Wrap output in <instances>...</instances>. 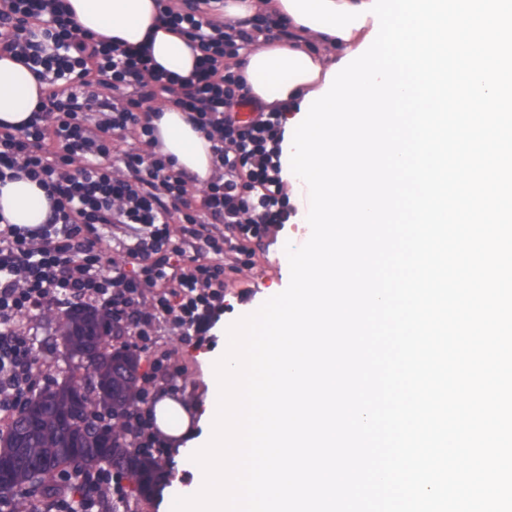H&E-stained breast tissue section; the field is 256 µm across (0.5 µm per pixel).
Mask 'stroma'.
I'll return each mask as SVG.
<instances>
[{
  "label": "stroma",
  "mask_w": 512,
  "mask_h": 512,
  "mask_svg": "<svg viewBox=\"0 0 512 512\" xmlns=\"http://www.w3.org/2000/svg\"><path fill=\"white\" fill-rule=\"evenodd\" d=\"M311 229L306 224H287L280 231L273 246L266 250L263 258L252 271L235 275L239 289L249 291L248 300H240L235 293H229L224 303V312L209 332L210 340L202 347L194 348L171 341L167 336H156L152 349L141 352L140 371L150 368L152 359L160 354H168L170 362L176 368L173 380L157 381L150 391L151 401L168 396L187 409L192 421H199L207 412L205 367L214 355L219 354L228 342V327L243 316L256 311L263 302L282 292L290 280V270L283 257L285 245L301 246L309 238ZM179 442L166 441L161 449L159 464L161 491L148 502L149 512H164L174 486L193 485L196 477L193 472L177 467L176 457Z\"/></svg>",
  "instance_id": "obj_1"
}]
</instances>
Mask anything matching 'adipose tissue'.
Listing matches in <instances>:
<instances>
[{"label": "adipose tissue", "instance_id": "obj_1", "mask_svg": "<svg viewBox=\"0 0 512 512\" xmlns=\"http://www.w3.org/2000/svg\"><path fill=\"white\" fill-rule=\"evenodd\" d=\"M84 30L118 39L151 54L155 63L179 81L192 79L199 49L187 37L166 28L155 0H65ZM285 19L290 35L275 42H259L240 53V72L252 98L297 116L305 96L320 91L331 68L355 51L373 29V16L361 28L341 38L311 29L294 20L283 0H224L225 22L246 24L259 11ZM42 90L36 76L23 63L0 56V126L26 122L37 108ZM154 121L160 150L176 168L206 182L211 175L212 144L188 121L186 112L169 104L156 105ZM49 211L45 191L23 177L0 184V214L8 223H44Z\"/></svg>", "mask_w": 512, "mask_h": 512}]
</instances>
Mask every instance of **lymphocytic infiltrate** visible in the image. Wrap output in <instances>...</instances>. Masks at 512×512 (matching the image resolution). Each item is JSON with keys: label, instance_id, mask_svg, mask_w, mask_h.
<instances>
[{"label": "lymphocytic infiltrate", "instance_id": "1", "mask_svg": "<svg viewBox=\"0 0 512 512\" xmlns=\"http://www.w3.org/2000/svg\"><path fill=\"white\" fill-rule=\"evenodd\" d=\"M209 2L156 0L161 19L202 53L196 81L182 84L146 55L81 30L64 0H0V53L46 86L27 124L0 127V182L28 177L51 201L45 223H0V415H16L49 372L32 334L45 310L111 312L113 335L139 352L161 331L205 342L230 274L253 270L268 229L294 216L281 168L288 117L252 101L228 65L255 33L284 38L288 27L259 16L252 31L229 32L204 18ZM161 96L212 143L204 187L158 151L152 103ZM118 140L131 144L119 157ZM188 252L193 267L171 272ZM168 369L160 359L139 375L124 417L144 448L162 445L145 405Z\"/></svg>", "mask_w": 512, "mask_h": 512}]
</instances>
